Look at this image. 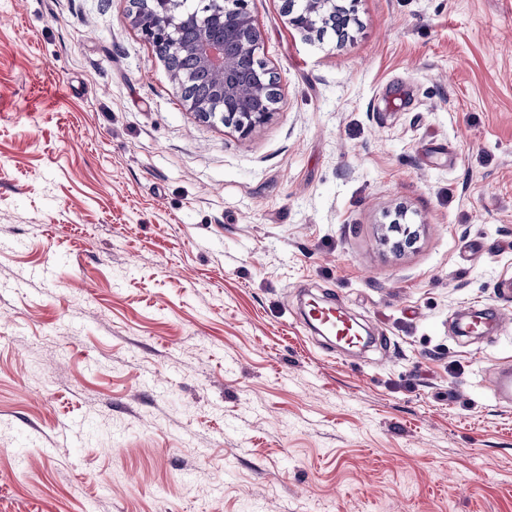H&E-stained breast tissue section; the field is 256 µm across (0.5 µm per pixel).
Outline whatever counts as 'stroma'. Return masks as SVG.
<instances>
[{
  "label": "stroma",
  "instance_id": "obj_1",
  "mask_svg": "<svg viewBox=\"0 0 512 512\" xmlns=\"http://www.w3.org/2000/svg\"><path fill=\"white\" fill-rule=\"evenodd\" d=\"M131 9L0 0V512H512V0H356L342 43L249 0L245 138ZM403 221L401 212L395 214V218L390 221V224H400L397 229L391 225H384L385 233L383 234V241L386 244H391L393 250H402L404 247L411 245L415 239V231H411L410 224H401ZM397 232L398 236L394 233ZM308 314L318 323L322 333H326L337 342L354 346L356 345L355 341L360 340L353 325L339 309L325 308L318 303H311Z\"/></svg>",
  "mask_w": 512,
  "mask_h": 512
}]
</instances>
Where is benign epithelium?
<instances>
[{
  "label": "benign epithelium",
  "mask_w": 512,
  "mask_h": 512,
  "mask_svg": "<svg viewBox=\"0 0 512 512\" xmlns=\"http://www.w3.org/2000/svg\"><path fill=\"white\" fill-rule=\"evenodd\" d=\"M132 25L150 44H164L170 59L189 57L193 67L169 68L186 109L204 121L219 120L241 136L268 122L275 103L271 71L259 58L261 34L248 0H132ZM304 11L287 0L288 23L308 31L341 12L337 0H304ZM203 76L207 93L193 91ZM411 225L385 226L383 241L398 251L411 245Z\"/></svg>",
  "instance_id": "7a95c632"
}]
</instances>
